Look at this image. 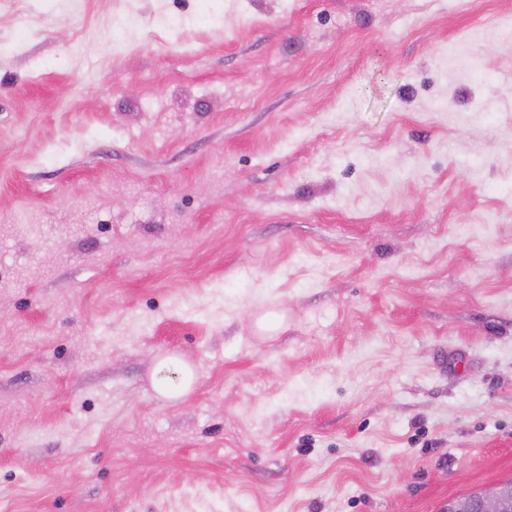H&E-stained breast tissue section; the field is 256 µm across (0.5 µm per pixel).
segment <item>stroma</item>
I'll use <instances>...</instances> for the list:
<instances>
[{"label":"stroma","instance_id":"35a3bbf8","mask_svg":"<svg viewBox=\"0 0 512 512\" xmlns=\"http://www.w3.org/2000/svg\"><path fill=\"white\" fill-rule=\"evenodd\" d=\"M510 480L512 0H0V512ZM161 370H169L173 366L180 374V385L178 390H174L169 386L166 379L159 381L158 390L165 397L176 399L187 392L194 381L195 375L193 370L187 365H179L171 361L170 358L162 359L159 363Z\"/></svg>","mask_w":512,"mask_h":512}]
</instances>
